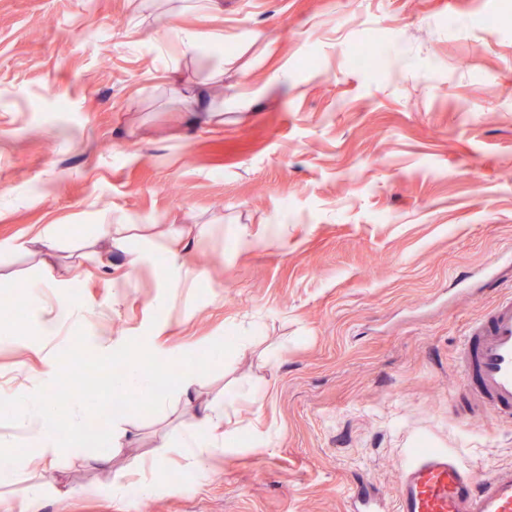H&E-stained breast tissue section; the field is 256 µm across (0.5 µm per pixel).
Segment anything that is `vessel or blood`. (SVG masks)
I'll return each instance as SVG.
<instances>
[{"label": "vessel or blood", "instance_id": "vessel-or-blood-1", "mask_svg": "<svg viewBox=\"0 0 512 512\" xmlns=\"http://www.w3.org/2000/svg\"><path fill=\"white\" fill-rule=\"evenodd\" d=\"M464 403L459 416L478 414L490 428L512 425V294L473 321L456 350ZM350 512H384L365 483L350 495ZM394 512H512V467L486 474L464 467L448 450L409 452Z\"/></svg>", "mask_w": 512, "mask_h": 512}]
</instances>
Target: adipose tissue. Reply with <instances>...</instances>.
<instances>
[{"mask_svg":"<svg viewBox=\"0 0 512 512\" xmlns=\"http://www.w3.org/2000/svg\"><path fill=\"white\" fill-rule=\"evenodd\" d=\"M166 329V322H156L151 336L131 342L122 377L124 386H147L154 369L175 358V351L163 341ZM177 397L192 408V418L178 439L160 436L153 460L125 456L128 433L120 425H113L107 449L96 458L98 466L103 469H113V461L123 458V467L114 470L113 487H123L129 474L138 473L142 476L145 470L156 469L173 455L180 457L194 474L200 475L212 459L233 453L235 434L228 429L230 420L227 407L237 399V390L228 387L224 390L223 399L199 401L197 373L190 369L180 377ZM8 404L14 407L18 426L27 438L31 460L42 462L43 466H51L61 451L58 444L61 426H68L75 439L81 435L82 418L79 409L70 408L67 418L59 419L54 399L47 391L42 390L24 398L14 395L9 398Z\"/></svg>","mask_w":512,"mask_h":512,"instance_id":"adipose-tissue-1","label":"adipose tissue"}]
</instances>
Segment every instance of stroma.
Instances as JSON below:
<instances>
[{
	"label": "stroma",
	"mask_w": 512,
	"mask_h": 512,
	"mask_svg": "<svg viewBox=\"0 0 512 512\" xmlns=\"http://www.w3.org/2000/svg\"><path fill=\"white\" fill-rule=\"evenodd\" d=\"M367 44L373 69L354 63ZM49 224L81 275L39 297V256L9 244ZM102 224L149 240L135 275L89 258ZM160 224L207 227L189 252L205 280L168 275ZM511 249L512 0H0V393L160 318L170 346L208 348L204 394L266 392L205 476L177 459L155 495L90 496L113 422L147 458L190 419L179 370L147 399L103 361L109 381L73 399L96 443L47 472L37 512H349L359 480L394 501L421 445L512 465V427L448 409L467 323L512 292V265L482 268ZM59 301L87 314L42 336Z\"/></svg>",
	"instance_id": "obj_1"
}]
</instances>
